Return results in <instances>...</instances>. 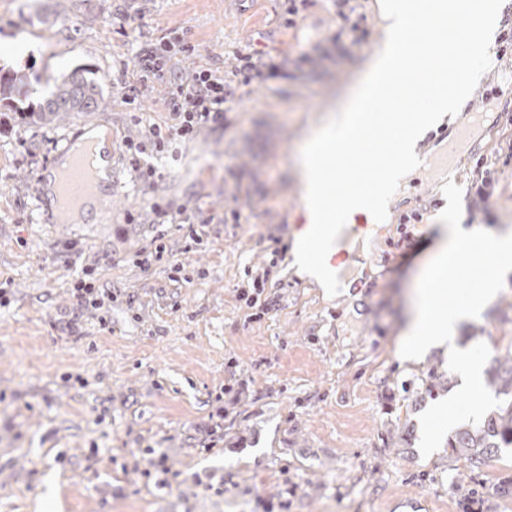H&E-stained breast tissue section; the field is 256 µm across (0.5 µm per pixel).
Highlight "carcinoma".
Listing matches in <instances>:
<instances>
[{"label":"carcinoma","mask_w":512,"mask_h":512,"mask_svg":"<svg viewBox=\"0 0 512 512\" xmlns=\"http://www.w3.org/2000/svg\"><path fill=\"white\" fill-rule=\"evenodd\" d=\"M102 104L99 81L90 76L87 68L76 67L55 83L44 101L26 113V118L35 124L61 125L72 119L74 113L95 112ZM492 350L486 370L487 384L495 396L505 397L504 404L478 425H458L448 440L451 454L481 465L498 460L507 449H512V340L504 347L495 343Z\"/></svg>","instance_id":"cac0c4a2"}]
</instances>
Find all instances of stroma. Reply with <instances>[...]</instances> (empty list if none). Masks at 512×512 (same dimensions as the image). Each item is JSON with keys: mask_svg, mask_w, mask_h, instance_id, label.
Here are the masks:
<instances>
[{"mask_svg": "<svg viewBox=\"0 0 512 512\" xmlns=\"http://www.w3.org/2000/svg\"><path fill=\"white\" fill-rule=\"evenodd\" d=\"M353 26L344 28L342 15ZM6 0L0 69V512H512V451L481 467L448 446L419 451V415L460 385L443 349L399 353L413 290L440 234L446 181L462 189L461 226L512 233V53L494 46L471 101L489 123L449 154L466 121L430 129L423 165L387 224L355 215L338 249L348 293L327 295L288 269L305 211L297 159L332 116L383 37L379 0ZM180 29L194 51L176 71L208 68L234 90L218 130L202 129L141 181L126 144L166 124L165 90L124 103L135 52ZM271 72L244 81L239 54ZM83 66L107 105L70 124L24 119L45 82ZM112 134V200L90 219L50 224L39 170L71 127ZM499 169L490 198L471 188L477 156ZM195 211L161 224L155 205ZM165 247L151 268L142 248ZM90 268L112 299L80 307L70 289ZM263 277L264 314L241 289ZM512 338V271L457 348ZM449 382L420 397L430 369ZM164 454L166 470L152 464ZM478 485L464 501L449 485Z\"/></svg>", "mask_w": 512, "mask_h": 512, "instance_id": "obj_1", "label": "stroma"}]
</instances>
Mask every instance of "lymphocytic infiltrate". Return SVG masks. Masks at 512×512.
I'll return each instance as SVG.
<instances>
[{
    "mask_svg": "<svg viewBox=\"0 0 512 512\" xmlns=\"http://www.w3.org/2000/svg\"><path fill=\"white\" fill-rule=\"evenodd\" d=\"M192 50L183 33L176 29L139 49V82L129 87L125 102L134 104L153 84H164L171 121L164 126H152L148 141L129 143L132 156L147 152L163 154L173 145L194 139L202 128L223 127L224 114L229 111L233 98L230 85L208 69L196 70L185 77L173 68L177 56Z\"/></svg>",
    "mask_w": 512,
    "mask_h": 512,
    "instance_id": "f902f5d3",
    "label": "lymphocytic infiltrate"
}]
</instances>
